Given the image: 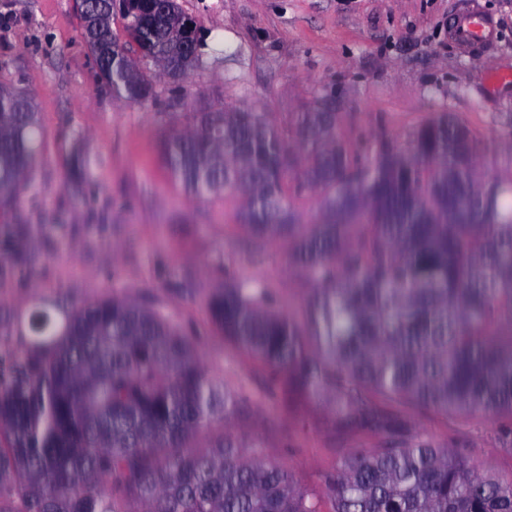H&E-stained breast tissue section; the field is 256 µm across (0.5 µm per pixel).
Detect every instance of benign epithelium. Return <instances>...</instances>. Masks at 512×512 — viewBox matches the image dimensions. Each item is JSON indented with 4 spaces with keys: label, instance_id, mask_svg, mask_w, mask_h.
<instances>
[{
    "label": "benign epithelium",
    "instance_id": "obj_1",
    "mask_svg": "<svg viewBox=\"0 0 512 512\" xmlns=\"http://www.w3.org/2000/svg\"><path fill=\"white\" fill-rule=\"evenodd\" d=\"M77 12L84 26L85 38L93 48L97 70L105 67L112 57V14H117L132 23L146 22L154 27L172 29L174 57H161L166 73L175 80L184 76V63L196 59L200 54V26L185 14L175 12L172 0H113L112 13L104 15L89 10L86 0H75Z\"/></svg>",
    "mask_w": 512,
    "mask_h": 512
}]
</instances>
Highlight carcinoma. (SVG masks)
<instances>
[{"label": "carcinoma", "instance_id": "carcinoma-1", "mask_svg": "<svg viewBox=\"0 0 512 512\" xmlns=\"http://www.w3.org/2000/svg\"><path fill=\"white\" fill-rule=\"evenodd\" d=\"M108 85H152L143 51L164 32L124 25ZM337 112H304L296 136L265 113L198 112L162 143L197 198L232 196L252 238L276 240L305 295L229 279L207 307L224 339L337 423L381 433L351 448L327 495L232 419L247 397L213 383L194 341L154 307L114 296L63 322L29 318L39 355L0 380V512H512V478L460 448L406 438L398 407L492 416L512 439V175L487 178L482 147L450 114L404 142L350 139ZM40 143L27 102L0 95V205L25 189ZM319 197L308 220L296 210ZM224 425L215 444L201 442Z\"/></svg>", "mask_w": 512, "mask_h": 512}]
</instances>
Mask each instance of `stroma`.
<instances>
[{
  "instance_id": "obj_1",
  "label": "stroma",
  "mask_w": 512,
  "mask_h": 512,
  "mask_svg": "<svg viewBox=\"0 0 512 512\" xmlns=\"http://www.w3.org/2000/svg\"><path fill=\"white\" fill-rule=\"evenodd\" d=\"M206 35L187 76L151 70L144 101L99 79L74 0H0V90L27 99L41 131L30 188L0 208V374L30 353L35 307L61 318L115 295L153 305L197 344L215 383L249 401L236 419L245 443L273 452L300 484L324 490L342 452L376 437L339 429L327 408L267 394L263 369L226 344L205 296L232 273L300 299L282 249L239 226L237 202L200 200L174 182L164 136L195 112H266L281 126L331 105L346 130L403 139L440 112L492 151L489 175L512 165V0H177ZM486 36L464 46L459 18ZM414 436L467 449L512 475V442L494 419L413 411Z\"/></svg>"
}]
</instances>
